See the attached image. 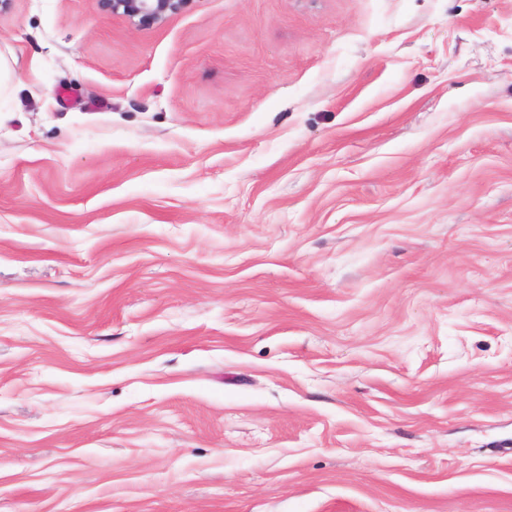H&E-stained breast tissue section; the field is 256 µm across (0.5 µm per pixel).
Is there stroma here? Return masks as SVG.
<instances>
[{"label": "stroma", "mask_w": 512, "mask_h": 512, "mask_svg": "<svg viewBox=\"0 0 512 512\" xmlns=\"http://www.w3.org/2000/svg\"><path fill=\"white\" fill-rule=\"evenodd\" d=\"M0 512H512V0L0 7ZM109 13L125 18L135 27L153 26L188 9L193 0H99Z\"/></svg>", "instance_id": "1"}]
</instances>
